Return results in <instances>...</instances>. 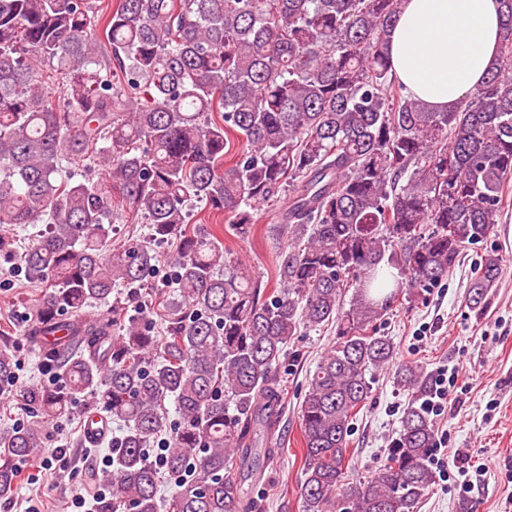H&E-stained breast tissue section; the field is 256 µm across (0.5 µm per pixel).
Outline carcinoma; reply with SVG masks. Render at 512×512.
I'll return each instance as SVG.
<instances>
[{"mask_svg":"<svg viewBox=\"0 0 512 512\" xmlns=\"http://www.w3.org/2000/svg\"><path fill=\"white\" fill-rule=\"evenodd\" d=\"M402 2L119 0L106 59L91 0H0V224L47 225L21 271L45 284L29 321L48 328L55 368V384L30 394L35 420L0 431V500L16 488L11 460L45 454L38 423L86 400L121 426L95 512H252L242 481L254 476V436L275 432L277 371L302 328L331 324L336 341L300 404L303 512H414L435 480L428 372L397 365L411 403L355 486L351 426L372 373L396 361L377 322L400 295L440 287L508 202L512 0H500L497 67L450 112L405 94L392 73ZM71 161L86 173L62 175ZM282 189L287 245L269 291L190 223L188 206L225 212L245 233ZM123 210L146 217L149 241L112 246ZM154 242L174 247L164 343L142 317L118 333L97 319L78 343L53 335L54 320L77 322L119 290L141 297ZM501 266L482 258L470 308L485 307ZM13 373L0 349V388ZM162 473L174 482L165 501Z\"/></svg>","mask_w":512,"mask_h":512,"instance_id":"1","label":"carcinoma"}]
</instances>
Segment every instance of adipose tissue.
Returning <instances> with one entry per match:
<instances>
[{"mask_svg": "<svg viewBox=\"0 0 512 512\" xmlns=\"http://www.w3.org/2000/svg\"><path fill=\"white\" fill-rule=\"evenodd\" d=\"M499 0H403L389 39L393 72L407 95L453 110L494 66Z\"/></svg>", "mask_w": 512, "mask_h": 512, "instance_id": "adipose-tissue-1", "label": "adipose tissue"}]
</instances>
